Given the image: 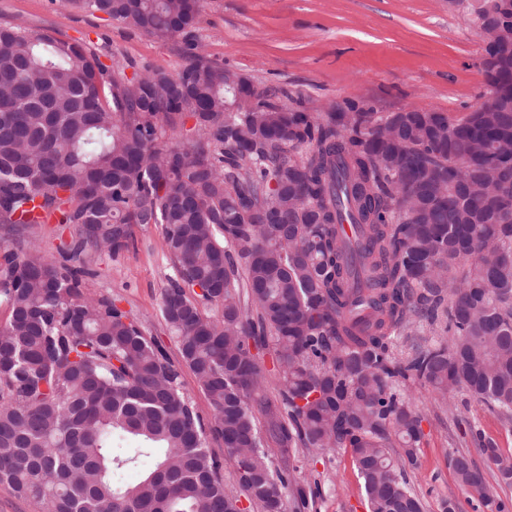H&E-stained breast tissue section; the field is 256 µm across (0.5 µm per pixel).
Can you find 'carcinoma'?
<instances>
[{
	"label": "carcinoma",
	"mask_w": 512,
	"mask_h": 512,
	"mask_svg": "<svg viewBox=\"0 0 512 512\" xmlns=\"http://www.w3.org/2000/svg\"><path fill=\"white\" fill-rule=\"evenodd\" d=\"M67 2L163 41L202 9ZM43 214L75 227L61 258L0 246V483L43 512H237L226 460L260 512H306L321 490L296 480L301 448L348 450L370 512H424L410 391L443 407L464 391L512 422V99L460 120L309 112L195 43L177 73L129 78L78 41L1 25L0 224ZM152 225L176 359L85 285L96 256ZM441 314L446 335L401 349ZM251 341L272 354L274 397ZM491 464L511 486L512 456ZM449 466L486 512H512L468 455ZM182 381L185 389L191 396L197 411L205 419H209L211 416V409L207 398L203 392L199 389L193 374L186 367H182Z\"/></svg>",
	"instance_id": "1"
}]
</instances>
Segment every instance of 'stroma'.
<instances>
[{"label": "stroma", "instance_id": "35a3bbf8", "mask_svg": "<svg viewBox=\"0 0 512 512\" xmlns=\"http://www.w3.org/2000/svg\"><path fill=\"white\" fill-rule=\"evenodd\" d=\"M478 0H203L189 38L213 62L246 76L258 90L287 94L288 104L325 112L353 100L378 112L435 109L459 119L486 93L483 36L473 23ZM0 24L83 43L107 66L126 74L150 66L169 73L186 62L183 38L157 41L60 0H0ZM88 278L92 294L115 301L139 319L169 352L177 342L162 321L161 291L172 273L159 228L138 227L128 251L96 257ZM424 438L408 475L425 512L453 501L460 512H481L459 485L449 458L469 453L489 492L512 499L499 483L469 428L478 426L512 455V425L476 400L458 415L438 406L425 390L413 394ZM302 482H319L313 512H369L353 459L342 448L300 452Z\"/></svg>", "mask_w": 512, "mask_h": 512}]
</instances>
